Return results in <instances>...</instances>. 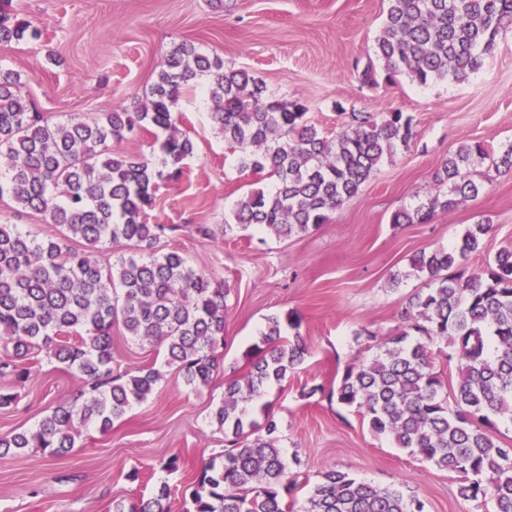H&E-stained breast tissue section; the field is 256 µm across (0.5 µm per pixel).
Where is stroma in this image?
I'll use <instances>...</instances> for the list:
<instances>
[{"instance_id":"obj_1","label":"stroma","mask_w":512,"mask_h":512,"mask_svg":"<svg viewBox=\"0 0 512 512\" xmlns=\"http://www.w3.org/2000/svg\"><path fill=\"white\" fill-rule=\"evenodd\" d=\"M12 6L45 33L0 44V69L20 74L22 94L56 121L145 100L169 50L192 41L225 66L261 79L267 96L303 102L325 135H335L343 113L389 110L411 116L415 135L357 197L309 233L286 239L254 229L228 233L224 220L237 204L253 190H271L273 181L240 172L237 152L210 119L205 85L181 95L175 115L196 150L182 162L179 180L159 186L148 221L165 227L157 250L179 251L224 289L220 368L209 386L193 390L165 365L163 347L115 336L114 369L159 367V389L110 432L84 430L65 457L52 461L37 448L0 455V512H108L112 499H138L161 481L171 488L174 512H182L183 492L224 448V432L210 415L225 383L246 373L247 350L268 318L292 310L302 319L308 354L251 410L258 418L273 416L286 457H298L289 467L298 501L334 468L379 488H402L424 501L425 512H491V503L459 495L455 474L374 435L328 391L349 364L371 357L402 327L409 297L425 283L410 267L414 254L450 248L468 225L481 222L492 229L466 267H481L512 245V171L493 163L512 143V30L466 81L420 85L400 76L369 88L357 69L373 54L386 0H224L220 9L210 0H13ZM474 141L488 153L472 169L483 185L479 198L436 212L426 224L393 223L394 213L437 192L436 171ZM201 225L210 237L198 234ZM81 386L79 376L46 357L27 382L0 376V388L17 395L15 406L0 410V435L35 428ZM310 387L315 395L303 396ZM178 452L187 469L163 471L161 462ZM135 467L150 468V480H130Z\"/></svg>"}]
</instances>
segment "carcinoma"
Here are the masks:
<instances>
[{"instance_id": "carcinoma-1", "label": "carcinoma", "mask_w": 512, "mask_h": 512, "mask_svg": "<svg viewBox=\"0 0 512 512\" xmlns=\"http://www.w3.org/2000/svg\"><path fill=\"white\" fill-rule=\"evenodd\" d=\"M512 29V0H388L387 14L360 73L373 86L407 75L412 81L463 82ZM42 32L17 19L0 0V44L37 40ZM207 80L213 122L238 153L242 172L274 179L266 193L243 199L224 231L258 226L278 238L306 234L354 199L386 157L413 137L412 118L399 110L352 112L328 137L307 119L306 106L265 95L262 80L191 42L175 45L146 102L80 121H52L20 94V75L0 70V198L40 213L59 228L40 239L0 224V376L25 382L46 353L81 376L83 388L55 406L32 430L0 436V455L39 448L46 458L75 448L78 427L102 434L158 389L152 367L116 373L114 327L139 342L165 347L166 362L186 386L208 385L224 347V289L188 265L178 251L151 252L160 224L148 222L158 183L177 179L195 152L173 112L179 97ZM136 129L149 131L161 164L119 152ZM487 156L478 141L461 146L435 174L448 193L397 212L394 224H425L436 209L474 200L482 184L466 169ZM489 224L468 225L448 250H422L412 269L427 277L409 300L404 328L369 360L349 365L336 400L354 408L370 430L398 448L459 478V494L489 499L493 512H512V448L499 444L491 418L512 415V246L467 271L460 260L480 250ZM132 254L118 264L102 258L104 244ZM294 312L267 319L248 352L250 368L228 384L211 423L224 430V453L200 471L184 512H294L296 488L277 422L252 418L248 404L295 372L308 348ZM441 341L457 363L453 394L436 371L431 344ZM453 401H448V398ZM111 512H172L165 482L150 497L112 500ZM300 512H425L399 487L378 488L329 469L309 489Z\"/></svg>"}]
</instances>
